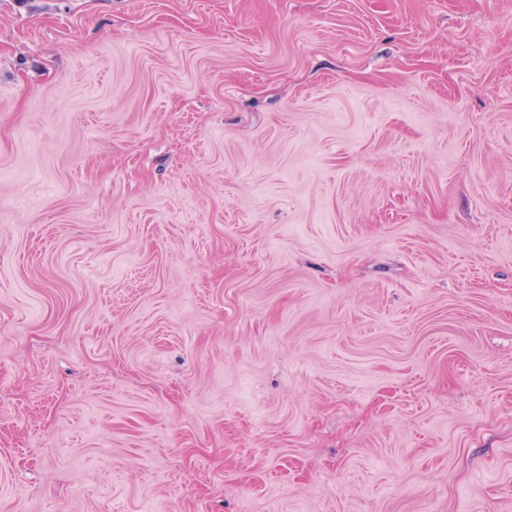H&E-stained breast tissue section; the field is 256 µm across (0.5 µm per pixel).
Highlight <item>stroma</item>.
Masks as SVG:
<instances>
[{
	"instance_id": "stroma-1",
	"label": "stroma",
	"mask_w": 512,
	"mask_h": 512,
	"mask_svg": "<svg viewBox=\"0 0 512 512\" xmlns=\"http://www.w3.org/2000/svg\"><path fill=\"white\" fill-rule=\"evenodd\" d=\"M0 512H512V0H0Z\"/></svg>"
}]
</instances>
